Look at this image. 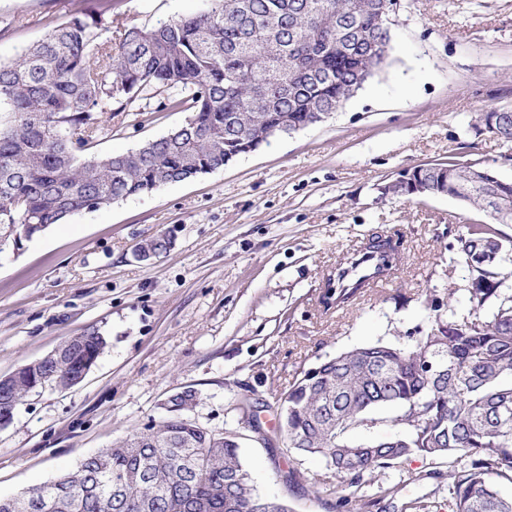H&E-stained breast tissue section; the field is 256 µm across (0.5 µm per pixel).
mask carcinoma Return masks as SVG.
<instances>
[{
    "label": "carcinoma",
    "instance_id": "cac0c4a2",
    "mask_svg": "<svg viewBox=\"0 0 512 512\" xmlns=\"http://www.w3.org/2000/svg\"><path fill=\"white\" fill-rule=\"evenodd\" d=\"M385 0H210L208 9L145 29L120 27L115 42L99 30L118 18L111 8L54 26L13 62L0 63V253L81 211L110 206L169 183L209 173L257 150L289 120V132L339 110L389 64L391 24ZM176 88L168 108L190 111L167 135L117 155H88L112 132V113L127 112L145 92ZM497 138L512 141V110L490 109ZM395 197L448 196L488 213L468 224L457 252L468 270L470 311L446 330L435 317L406 345L383 342L340 352L301 372L275 398L278 432L299 456H317L333 480L322 492L342 508L370 512L381 499L400 512L398 484L366 499L347 493L366 476L421 455L447 465L426 477L448 478V512H512L499 483L512 484V293L499 291L496 266L470 264L475 248L498 243L494 224L512 222V181L489 173L478 182L449 161L410 169L390 183ZM158 235L139 250L163 253ZM392 239L375 236L360 253L378 258L377 272L396 266ZM363 278L344 287L329 277L327 305L348 302ZM490 314H484L486 307ZM98 332L67 340L0 389V411H14L40 376L76 381L104 351ZM196 391H182L157 425L85 456L46 489L0 498V512H288L287 502L256 493L239 447L228 437L262 433L259 407L236 400V429L214 433L191 421ZM391 422L405 436L354 445L349 431Z\"/></svg>",
    "mask_w": 512,
    "mask_h": 512
}]
</instances>
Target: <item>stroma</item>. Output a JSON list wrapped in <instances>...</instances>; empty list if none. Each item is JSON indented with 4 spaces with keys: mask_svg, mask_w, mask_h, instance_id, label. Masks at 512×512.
Wrapping results in <instances>:
<instances>
[{
    "mask_svg": "<svg viewBox=\"0 0 512 512\" xmlns=\"http://www.w3.org/2000/svg\"><path fill=\"white\" fill-rule=\"evenodd\" d=\"M104 0H0V62ZM208 0H121V21L152 27L196 14ZM392 63L324 122L269 138L197 178L83 211L0 253V377L70 337L107 346L85 380L30 393L0 428V496L73 471L86 455L160 422L166 400L197 393L190 413L221 432L234 400L287 392L302 370L366 344L407 342L433 315L467 316L468 271L456 255L465 224L488 215L445 197L382 196L406 168L451 159L512 180V142L484 132L490 109H512V0H400ZM167 93H144L115 113L94 152L121 154L181 126ZM171 249L149 261L135 247L157 235ZM374 236L399 246L386 285L324 309V284ZM257 491L293 512H338L319 494L316 457L242 440ZM412 456L362 482L365 495L403 483L405 498L447 512L448 482ZM294 472L285 482V472Z\"/></svg>",
    "mask_w": 512,
    "mask_h": 512,
    "instance_id": "obj_1",
    "label": "stroma"
}]
</instances>
